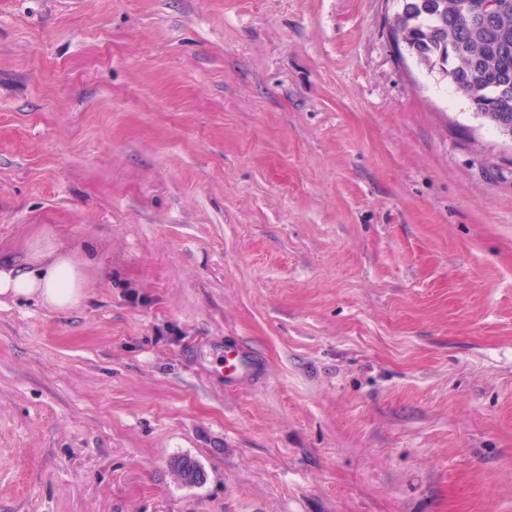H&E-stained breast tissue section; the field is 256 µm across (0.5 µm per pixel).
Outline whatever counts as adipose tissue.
Listing matches in <instances>:
<instances>
[{
  "instance_id": "obj_1",
  "label": "adipose tissue",
  "mask_w": 512,
  "mask_h": 512,
  "mask_svg": "<svg viewBox=\"0 0 512 512\" xmlns=\"http://www.w3.org/2000/svg\"><path fill=\"white\" fill-rule=\"evenodd\" d=\"M34 300L64 311L83 299V276L67 245L51 239L39 242L18 260H0V298Z\"/></svg>"
}]
</instances>
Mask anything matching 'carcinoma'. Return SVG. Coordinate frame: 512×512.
I'll return each instance as SVG.
<instances>
[{
    "instance_id": "obj_1",
    "label": "carcinoma",
    "mask_w": 512,
    "mask_h": 512,
    "mask_svg": "<svg viewBox=\"0 0 512 512\" xmlns=\"http://www.w3.org/2000/svg\"><path fill=\"white\" fill-rule=\"evenodd\" d=\"M396 23L420 62L439 67L467 100H482L480 116L502 135L512 133V0L498 13L495 32L469 21L462 0H400ZM183 484H201L206 476L191 458L171 460Z\"/></svg>"
}]
</instances>
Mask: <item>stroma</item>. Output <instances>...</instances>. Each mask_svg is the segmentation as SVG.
<instances>
[{"label": "stroma", "instance_id": "35a3bbf8", "mask_svg": "<svg viewBox=\"0 0 512 512\" xmlns=\"http://www.w3.org/2000/svg\"><path fill=\"white\" fill-rule=\"evenodd\" d=\"M398 10L0 0V256L89 259L0 301V512H512V139ZM62 242L45 239L18 260L0 259V298L35 300L54 311H64L83 299V276ZM175 478L183 484H201L206 476L203 469L191 458L186 456L174 457L170 463Z\"/></svg>", "mask_w": 512, "mask_h": 512}]
</instances>
